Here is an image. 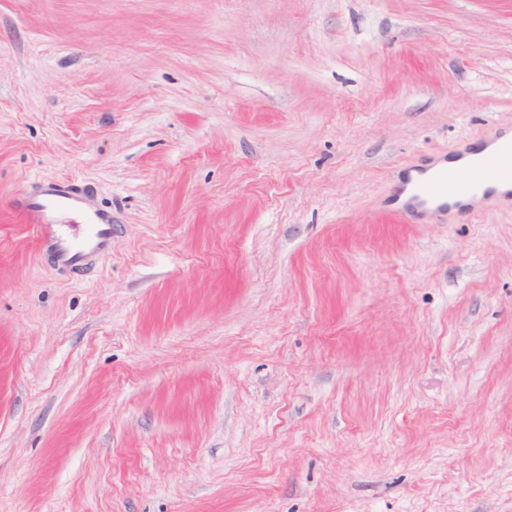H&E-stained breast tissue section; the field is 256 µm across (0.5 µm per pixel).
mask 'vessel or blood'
Wrapping results in <instances>:
<instances>
[{"label":"vessel or blood","mask_w":512,"mask_h":512,"mask_svg":"<svg viewBox=\"0 0 512 512\" xmlns=\"http://www.w3.org/2000/svg\"><path fill=\"white\" fill-rule=\"evenodd\" d=\"M455 170H436L426 179L404 181L386 209L396 221L438 223L448 216L466 222L495 195L494 185L512 180V132L494 129L479 143H461ZM13 207L37 230L40 252L58 267L78 270L112 251L116 226L111 211L93 205L89 194L66 181L49 183L17 198Z\"/></svg>","instance_id":"b4317fda"}]
</instances>
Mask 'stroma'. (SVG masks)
Returning a JSON list of instances; mask_svg holds the SVG:
<instances>
[{
	"label": "stroma",
	"mask_w": 512,
	"mask_h": 512,
	"mask_svg": "<svg viewBox=\"0 0 512 512\" xmlns=\"http://www.w3.org/2000/svg\"><path fill=\"white\" fill-rule=\"evenodd\" d=\"M497 127L512 0H0V512H512V206L384 208ZM13 207L35 225L40 252L58 267L78 270L112 251L117 229L112 212L94 206L89 194L76 185H41L17 198ZM76 226L82 227L80 233L74 232Z\"/></svg>",
	"instance_id": "35a3bbf8"
}]
</instances>
